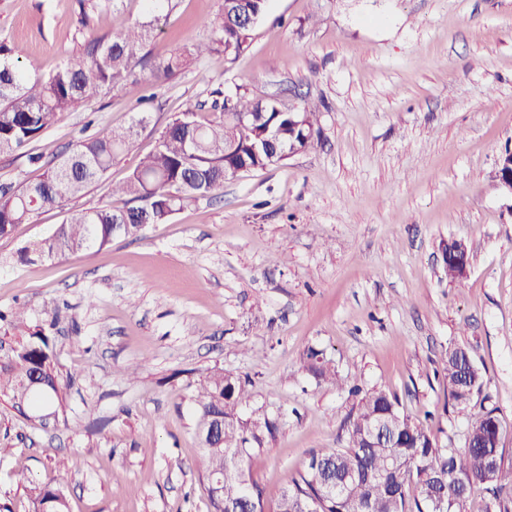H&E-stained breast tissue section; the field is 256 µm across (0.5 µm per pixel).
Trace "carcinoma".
<instances>
[{
  "instance_id": "1",
  "label": "carcinoma",
  "mask_w": 512,
  "mask_h": 512,
  "mask_svg": "<svg viewBox=\"0 0 512 512\" xmlns=\"http://www.w3.org/2000/svg\"><path fill=\"white\" fill-rule=\"evenodd\" d=\"M141 16L112 37L87 42L80 65L64 63L46 78L21 65L25 50L0 40V154L26 148L53 124L57 113L79 107L92 93L124 88L140 81L141 67L155 81L168 79L204 53L239 55L249 30L238 19L262 17L267 0H224L221 12L206 23L210 37L184 45L169 57L153 59L149 42L163 13L177 0H142ZM123 0H77L79 22L86 27L97 14L118 8ZM294 114L274 100L239 95L223 104L212 118L188 110L162 131L156 149L143 157L126 180L112 186V195L126 197L125 206L81 210L68 216L55 232L25 247L21 259L53 258L93 247L119 237L135 236L148 224L165 222L200 196L224 185L231 172L246 165L266 169L262 148L268 131L282 145L306 151L315 140L307 127L317 123L318 108L305 103ZM142 116L128 128L75 144L68 157L47 168L41 178L17 191L0 190V237L9 235L40 208L80 196L100 181L114 161L129 150ZM48 336L37 332L0 360V392L10 393L15 406L37 399L62 403L59 375L52 363ZM306 368L334 386L336 372L323 353L309 350ZM468 351L448 350L442 372L452 406L467 409L483 385L478 368L467 370ZM358 406L343 422L340 448H321L309 454L298 477L282 493L275 512H465L469 498L485 492L483 512H512V469L504 467L499 449V420L486 409L469 417L464 446L441 448L416 422L401 414L394 394L384 388L367 392L353 385ZM248 382L211 371L193 398L195 431L202 453L195 462L207 484L224 476V492L208 494L211 512H224L236 503L239 512H265L264 491L244 468L249 451L265 446L277 425L265 416L243 419L239 409L249 404ZM65 480L35 489L34 501L44 512H67Z\"/></svg>"
}]
</instances>
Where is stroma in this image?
<instances>
[{"mask_svg":"<svg viewBox=\"0 0 512 512\" xmlns=\"http://www.w3.org/2000/svg\"><path fill=\"white\" fill-rule=\"evenodd\" d=\"M222 0H178L155 57L206 40ZM124 0L79 33L74 0H0V39L45 76L86 40L127 27ZM247 95L317 105L313 148L241 174L167 222L30 263L19 251L71 211L123 206L111 187L172 118ZM150 121L81 197L45 207L0 238V356L46 310L60 376L55 423L0 394V512H35L31 486L67 476L70 512H209L192 398L213 368L249 379L278 430L246 460L274 512L310 452L336 448L357 399L382 387L440 447H462L470 412L495 409L512 467V198L495 177L512 148V0H268L238 58L213 53L169 79L100 90L58 114L30 149L53 161L80 139ZM464 242L449 282L440 245ZM465 347L484 377L470 410L448 402L441 359ZM323 350L345 387L304 367ZM142 366L135 376L125 367Z\"/></svg>","mask_w":512,"mask_h":512,"instance_id":"obj_1","label":"stroma"}]
</instances>
